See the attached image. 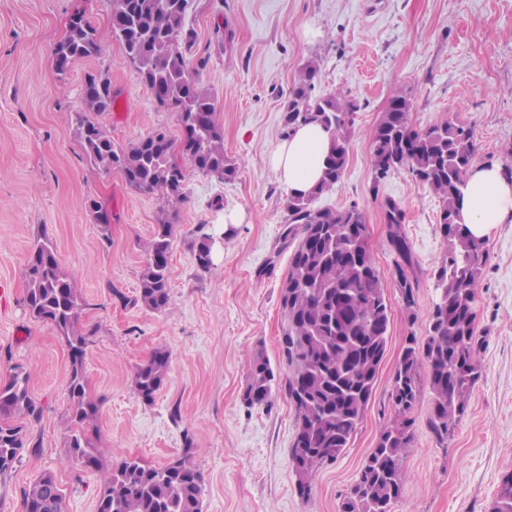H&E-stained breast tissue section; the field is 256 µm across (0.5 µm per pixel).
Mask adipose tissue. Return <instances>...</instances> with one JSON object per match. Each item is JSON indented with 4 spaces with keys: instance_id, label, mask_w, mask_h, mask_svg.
<instances>
[{
    "instance_id": "ef3b65f1",
    "label": "adipose tissue",
    "mask_w": 512,
    "mask_h": 512,
    "mask_svg": "<svg viewBox=\"0 0 512 512\" xmlns=\"http://www.w3.org/2000/svg\"><path fill=\"white\" fill-rule=\"evenodd\" d=\"M329 147L328 133L317 124L300 127L277 143L268 159L285 194L303 195L318 183ZM460 216L478 238L488 237L497 225L512 221V177L496 164L472 168Z\"/></svg>"
}]
</instances>
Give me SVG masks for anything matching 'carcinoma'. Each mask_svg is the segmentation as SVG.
Masks as SVG:
<instances>
[{
  "label": "carcinoma",
  "instance_id": "obj_1",
  "mask_svg": "<svg viewBox=\"0 0 512 512\" xmlns=\"http://www.w3.org/2000/svg\"><path fill=\"white\" fill-rule=\"evenodd\" d=\"M188 0H112V34L127 60L160 105L176 113L182 137L174 142L157 131L122 145L93 115L112 107L111 80L87 77L82 90L85 111L75 113L77 135L88 161L99 170L120 171L132 188L158 196L163 206L158 224L146 242L147 259L139 278L136 301L160 311L171 300L169 259L175 235L168 208L185 198L188 169L231 180L238 166L224 153V132L214 100L189 72L181 51ZM100 52L95 32L69 29L54 56L76 62ZM317 65L307 63L295 78L281 115L284 134L317 123L331 133L330 153L315 189L287 199L284 239L297 241L282 278L279 300L284 318L280 352L288 372L275 382L270 361L257 352L248 366L244 402L271 405L279 384L296 412L290 451L296 487L303 496L319 468L335 461L348 447L373 393L388 345L391 306L368 245L367 216L351 205L318 208V195L334 187L349 160L356 105L338 94L313 95ZM411 103L391 96L370 133L373 170L380 180L398 168L409 169L439 201L437 224L447 243L445 258L433 273L437 301L424 341L410 336L399 354L390 395L393 420L380 429L375 448L358 477L341 498L338 512H393L406 481L403 460L414 436L409 414L420 394L421 370L431 392L430 426L448 436L465 414L470 391L480 378L476 356L475 285L485 268L487 241L474 237L459 222V203L474 156L473 132L460 122L444 120L425 129L410 120ZM179 151L185 163L172 159ZM385 224L395 255L398 288L407 306L414 304L417 280L410 278L413 257L402 230L404 212L385 201ZM212 240L197 243L199 267L212 264ZM25 277L26 307L37 321L54 326L70 352L69 420L74 426L65 457L84 468L99 469L98 450L87 435L96 427L97 405L86 396L83 375L87 337L78 327L83 299L74 277L63 270L52 241L31 251ZM169 354L156 349L136 367L133 383L144 398L153 397L169 374ZM35 405L28 377L14 375L0 384V476L22 459L26 431L21 419ZM202 476L190 456L163 467H150L136 457L112 465L98 500V512H202ZM22 512H66V504L50 475L36 480L22 494ZM494 512H512V472L501 479Z\"/></svg>",
  "mask_w": 512,
  "mask_h": 512
}]
</instances>
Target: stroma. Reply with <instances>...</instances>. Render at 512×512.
<instances>
[{
  "mask_svg": "<svg viewBox=\"0 0 512 512\" xmlns=\"http://www.w3.org/2000/svg\"><path fill=\"white\" fill-rule=\"evenodd\" d=\"M100 42L98 55L67 73L52 64L75 14ZM112 0H0V383L15 369L29 376L39 418H25L30 448L0 478V512H21L24 488L53 475L67 512H97L100 490L122 457L155 467L183 454L203 477V512H337L384 423L406 337L424 339L436 299L432 273L446 253L438 200L408 169L375 180L370 131L389 98L411 103L425 128L444 119L471 127L474 164L512 167V0H189L181 46L209 89L224 130V152L236 160L234 181L189 171L186 199L173 222L171 301L162 311L137 305L143 245L158 222V196L130 187L120 171L86 159L75 134L88 75H108L116 98L97 122L126 145L159 130L181 132L175 112L158 106L111 32ZM315 37H306V29ZM319 71L316 91L358 107L349 161L341 179L317 198L320 207L362 208L368 243L391 304L390 332L372 397L348 448L319 469L301 497L290 465L295 410L282 391L270 407L242 400L247 368L263 353L277 373L280 284L290 251L281 238L287 217L267 156L282 139L288 90L307 63ZM405 212L404 229L419 281L406 308L396 286L383 220L385 199ZM110 218L101 228L88 204ZM240 221L227 227L224 216ZM212 235L213 264L200 269L195 245ZM55 245L85 301L80 328L88 345L85 379L98 406L91 436L100 470L65 457L70 357L50 324L24 303L25 267L42 238ZM489 260L475 288L482 338L480 380L448 438L431 431L430 390L412 416L414 442L395 512H492L502 477L512 472V222L488 238ZM156 349L170 371L152 399L133 374Z\"/></svg>",
  "mask_w": 512,
  "mask_h": 512,
  "instance_id": "35a3bbf8",
  "label": "stroma"
}]
</instances>
